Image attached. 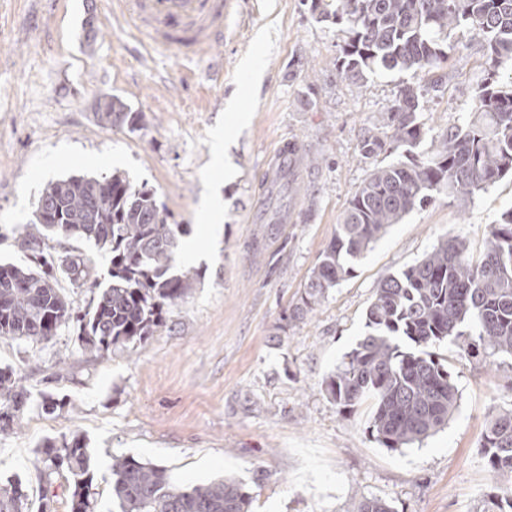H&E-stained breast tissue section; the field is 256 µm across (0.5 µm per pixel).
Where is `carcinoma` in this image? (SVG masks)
<instances>
[{"mask_svg": "<svg viewBox=\"0 0 512 512\" xmlns=\"http://www.w3.org/2000/svg\"><path fill=\"white\" fill-rule=\"evenodd\" d=\"M312 14L343 26L346 39L336 68L363 79L380 69L429 72L445 59L442 41L467 27L484 41L490 69L474 96L466 123L448 132L441 147L417 159L425 135L419 119L422 86L408 85L369 130L367 156L397 153L353 193L343 223L318 258L293 317L312 306L353 271L360 259L416 206L443 190L471 197L512 176V89L499 85L512 72V0H311ZM106 125H134L139 115L119 97L98 104ZM188 225L167 223L156 192L115 173L101 179L68 176L41 192L23 227L25 265L0 264V337L33 347L73 328L84 353L103 356L142 344L165 326L201 278L180 272L175 257ZM92 242L109 260L108 285L82 309L60 287H100L91 259L52 245ZM366 331L324 380L342 413L371 404L369 431L384 448L422 443L448 424L458 401L446 358L432 348L444 343L512 356V207L488 232L475 254L462 236L446 238L408 269L386 276L366 311ZM28 392L9 367H0V432L20 426ZM488 469L512 475V410L489 414L483 434ZM51 471L66 474L71 512H93L91 455L79 434L40 446ZM112 499L120 512H251L252 497L234 478L191 488L169 480L167 470L130 457H113ZM28 493L20 482L0 485V512H23ZM354 512H393L379 498ZM483 512H512V488L488 497Z\"/></svg>", "mask_w": 512, "mask_h": 512, "instance_id": "cac0c4a2", "label": "carcinoma"}]
</instances>
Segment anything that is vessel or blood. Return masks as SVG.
I'll return each instance as SVG.
<instances>
[{"mask_svg": "<svg viewBox=\"0 0 512 512\" xmlns=\"http://www.w3.org/2000/svg\"><path fill=\"white\" fill-rule=\"evenodd\" d=\"M226 0H118L122 16L153 47L204 57L224 40Z\"/></svg>", "mask_w": 512, "mask_h": 512, "instance_id": "obj_1", "label": "vessel or blood"}]
</instances>
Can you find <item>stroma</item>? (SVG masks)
Instances as JSON below:
<instances>
[{
	"label": "stroma",
	"instance_id": "1",
	"mask_svg": "<svg viewBox=\"0 0 512 512\" xmlns=\"http://www.w3.org/2000/svg\"><path fill=\"white\" fill-rule=\"evenodd\" d=\"M343 39L306 0H237L223 44L191 58L139 44L116 0H0V263H25L19 232L50 181L117 170L153 189L169 223L189 225V241L209 250L177 259L202 277L141 345L94 357L68 331L34 348L0 337V366L13 367L32 398L21 429L0 436V485L21 480L27 512L45 502L69 512L66 482L38 448L76 433L92 455L94 512H118L116 456L162 466L180 487L235 477L252 512H352L371 497L394 512H481L501 485L481 444L489 411L512 409L511 356L440 346L458 406L446 427L398 451L371 436L368 405L339 413L323 380L361 339L382 277L444 236L482 250L512 207L511 178L415 207L312 310L293 315L352 194L392 160L361 150L381 112L404 86L423 85L426 136L415 153L426 157L468 119L488 72L482 40L466 28L446 40L434 88L404 70L345 77L336 69ZM101 95L121 97L139 126L103 124ZM219 129L228 140L216 170ZM287 140L319 159L299 167L295 191L270 170ZM215 193L222 219L212 237L201 204ZM43 391L63 409L42 412Z\"/></svg>",
	"mask_w": 512,
	"mask_h": 512
}]
</instances>
